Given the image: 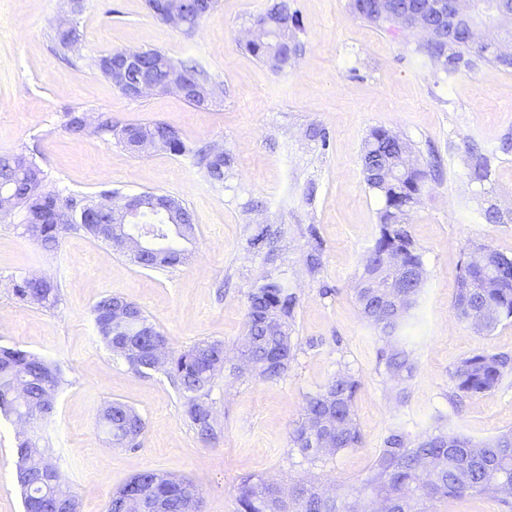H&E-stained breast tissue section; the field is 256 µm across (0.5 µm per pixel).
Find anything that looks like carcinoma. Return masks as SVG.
Returning a JSON list of instances; mask_svg holds the SVG:
<instances>
[{"instance_id":"1","label":"carcinoma","mask_w":512,"mask_h":512,"mask_svg":"<svg viewBox=\"0 0 512 512\" xmlns=\"http://www.w3.org/2000/svg\"><path fill=\"white\" fill-rule=\"evenodd\" d=\"M262 17L275 22L297 24L290 13L288 0H275ZM248 50L259 60L270 63V55L281 51V41L266 34L246 43ZM430 59L444 50L449 57L460 61L475 53L483 60L503 64L498 56L479 51L478 47L461 36L455 42L427 46ZM163 64L151 72V79L162 84L167 79L166 64L198 77L195 67L183 61H173L160 51L152 52ZM156 124H128L112 130L107 123L92 131L99 137H115L127 148L150 141L156 134ZM163 148L182 154L194 152L209 179L224 181L222 166L215 162L210 151L188 147L179 134L163 143ZM363 174L369 189L383 200L379 210V233L371 248L379 258L393 253L400 256L408 268H423L420 254L406 229L402 227L405 207L418 203L427 171L417 168L402 170L396 176L388 171L401 164L400 148L383 128L371 130L363 146ZM473 179L488 178L487 159L481 155L469 156ZM43 171L35 158L25 153L0 155V192L8 193L30 177L42 178ZM165 198L163 194L144 192L140 199L141 216L154 213ZM63 228L58 224H43L39 228V243L46 250L53 249ZM14 295L23 302L53 307L59 301L58 287L51 280L43 282L34 294H29L23 279L15 281ZM356 300L363 318L377 332L385 346L378 351L379 362L386 374L397 381L392 393L396 401L406 398L401 383L412 378L416 371L414 351L402 342L401 332L412 317V308L390 317L379 310L385 290L357 288ZM122 301L133 310L135 319L121 330L112 332L106 327L112 302ZM296 293L289 291L275 278L269 277L248 296L247 328L242 356L250 370L265 380H276L284 375L295 359L297 344L292 341V325L297 306ZM457 318L466 323L482 319L481 329L490 331L502 320L512 318V257L486 245H474L467 250L457 279L454 301ZM93 315L101 340L108 348L121 344L126 349L128 364L137 372L145 367L149 348L155 339L167 340L148 320L142 308L122 296L107 295L93 307ZM224 367L222 343L200 340L187 350L169 354L166 372L184 399L186 418L201 439L212 437L205 427L209 404L208 392L216 373ZM512 378V355L480 352L462 360L454 369V396L482 395L497 390L505 380ZM60 382V370L51 363L21 349L0 347V393L8 392L16 383L24 385L23 401H0V412L13 415L42 402L47 409L40 414L44 419L54 408ZM360 388L359 379L348 369L341 368L323 389L309 397L301 423L289 435L292 450L314 465L327 455H337L358 447L361 432L354 412V399ZM109 412H100L98 422L112 445L134 447L144 430L142 417L121 402L109 403ZM40 438L23 439L17 448V481L24 494L25 512H58L62 500L76 499L73 487L58 470L32 471L26 459L41 453ZM501 485L512 486V430L501 431L484 439H473L448 428V420L439 416L430 428L414 440L392 429L383 440L375 460L362 479V489L388 503L389 512H433L437 501L463 500L483 495L497 498L499 512H512V491L496 492ZM189 483L182 479L142 471L131 477L113 493L107 512H141L134 496L140 490L161 504V512H190L185 497ZM236 512H368L366 499L349 495L329 497L313 486L297 485L288 492L273 480L249 476L237 487Z\"/></svg>"}]
</instances>
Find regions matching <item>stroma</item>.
Returning a JSON list of instances; mask_svg holds the SVG:
<instances>
[{
  "label": "stroma",
  "mask_w": 512,
  "mask_h": 512,
  "mask_svg": "<svg viewBox=\"0 0 512 512\" xmlns=\"http://www.w3.org/2000/svg\"><path fill=\"white\" fill-rule=\"evenodd\" d=\"M270 3L218 0L187 33L150 15L145 0H82L73 17L76 43L62 57L55 28L69 0H0V154H32L44 191L63 199L156 192L194 217L189 259L162 269L143 268L80 228L63 232L48 251L23 235L21 212L0 219V346L60 369L41 435L47 463L76 492L78 512H106L113 492L145 470L189 481L202 512H234L237 485L248 475L352 490L390 429L415 438L439 414L476 439L512 428V382L449 401L458 362L480 351L512 353V319L480 332L454 310L471 243L512 256V67L473 54L446 72L417 53L415 35L356 18L348 0H290L302 51L277 71L243 46ZM124 49L196 63L215 98L196 106L173 92L126 96L96 65ZM73 113L111 119L117 128L162 123L187 143L223 148L232 164L214 184L190 156L139 154L113 138L73 135ZM376 127L406 139L418 163L437 170L407 225L426 278L405 330L417 369L402 404L391 397L377 334L355 299L378 234L381 201L364 181L361 160ZM472 148L488 161L487 180L470 177ZM490 206L499 209V223L481 218ZM315 246L321 264L312 271L306 256ZM32 273L58 284L56 307L14 295L12 280ZM269 274L298 296L296 358L274 381L221 372L208 397L217 434L207 441L191 428L166 374L131 369L95 325L96 301L120 295L142 307L171 350L217 340L232 357L246 334L248 295ZM343 366L361 381L354 410L362 442L313 466L292 452L289 434L307 396ZM112 401L143 418L137 447L109 445L97 415ZM20 439L15 419L0 415V512H24Z\"/></svg>",
  "instance_id": "35a3bbf8"
}]
</instances>
